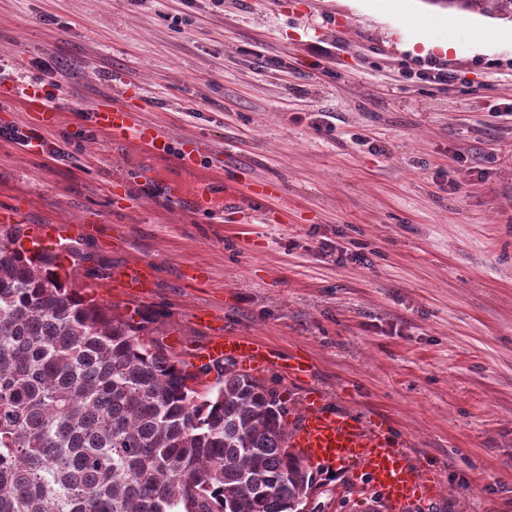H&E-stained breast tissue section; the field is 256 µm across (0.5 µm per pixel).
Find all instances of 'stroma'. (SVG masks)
I'll return each mask as SVG.
<instances>
[{"label": "stroma", "instance_id": "obj_1", "mask_svg": "<svg viewBox=\"0 0 512 512\" xmlns=\"http://www.w3.org/2000/svg\"><path fill=\"white\" fill-rule=\"evenodd\" d=\"M450 36L446 56L403 48ZM434 62L454 80H425ZM39 76L64 103L52 123L13 91ZM130 87L172 142L202 141L195 165L89 123ZM255 179L284 188L275 221L228 204ZM20 197L24 229L87 225L69 280L180 361L254 336L313 364L307 383L257 374L288 424L312 390L386 418L436 483L408 512H512L511 22L395 0H0V208ZM147 261L152 294L117 295ZM307 508L390 512L352 465L321 469Z\"/></svg>", "mask_w": 512, "mask_h": 512}]
</instances>
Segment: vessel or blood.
I'll list each match as a JSON object with an SVG mask.
<instances>
[{
	"mask_svg": "<svg viewBox=\"0 0 512 512\" xmlns=\"http://www.w3.org/2000/svg\"><path fill=\"white\" fill-rule=\"evenodd\" d=\"M21 93L31 110L58 112V100L49 98L44 89L36 85H23ZM88 118L103 133L120 140H130L152 152H163L169 141L158 124L136 119L132 110L116 104L109 107L94 106ZM283 188L272 180L257 181L247 188V197L265 203L281 194ZM82 228L71 224H51L33 231V238L44 247H59ZM121 288L130 295L146 296L151 292L153 278L146 271L122 275ZM211 359H230L262 367L275 365L294 379L306 378L311 365L307 359L291 356L281 359L264 345L243 336H214L206 349ZM386 422L323 410L319 397H311L300 425L288 435L291 447L303 451L320 467L354 464L367 476L394 506L400 507L418 497L430 494L432 480L427 472L412 464L393 443L383 436Z\"/></svg>",
	"mask_w": 512,
	"mask_h": 512,
	"instance_id": "1",
	"label": "vessel or blood"
}]
</instances>
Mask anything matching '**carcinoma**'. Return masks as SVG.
Segmentation results:
<instances>
[{"mask_svg":"<svg viewBox=\"0 0 512 512\" xmlns=\"http://www.w3.org/2000/svg\"><path fill=\"white\" fill-rule=\"evenodd\" d=\"M512 22V0H430ZM0 225V512H301L317 470L277 391L199 375Z\"/></svg>","mask_w":512,"mask_h":512,"instance_id":"obj_1","label":"carcinoma"}]
</instances>
